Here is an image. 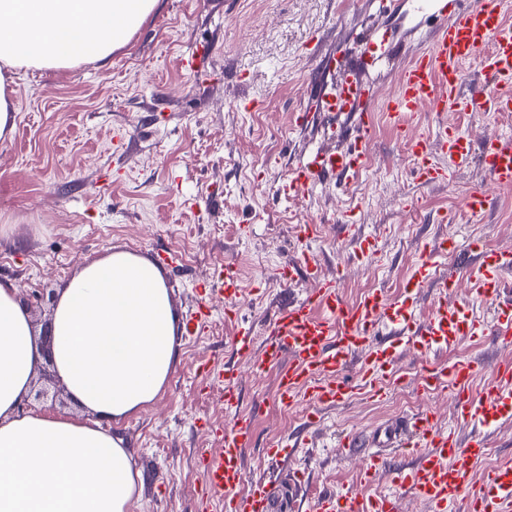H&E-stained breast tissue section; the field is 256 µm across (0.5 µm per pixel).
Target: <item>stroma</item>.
Masks as SVG:
<instances>
[{
  "instance_id": "35a3bbf8",
  "label": "stroma",
  "mask_w": 512,
  "mask_h": 512,
  "mask_svg": "<svg viewBox=\"0 0 512 512\" xmlns=\"http://www.w3.org/2000/svg\"><path fill=\"white\" fill-rule=\"evenodd\" d=\"M415 4L399 0L390 12L379 0H161L130 46L107 64L14 74L17 126L0 142V279L17 285L34 319L49 317L51 296L83 262L113 246L158 262L183 322L224 262L239 269L238 295L213 303L205 335L180 337L167 385L120 425L144 476L132 512H211L198 459L219 453L213 433L230 416L219 387L204 388L200 367L224 361L238 370L239 412L254 422L247 478L274 483L278 512H310L325 494L379 493L398 497L401 512H429L394 481L415 454L393 450L369 483L360 470L374 434L425 408L441 429L463 440L472 434L451 391L418 389L434 354L398 356L385 400L358 393L310 422L306 405L279 411L275 368L255 371L234 345L243 327L263 342L278 308L313 290L307 276L288 284L275 277L302 250L312 251L321 277L338 279L349 301L373 288L394 299L423 249L445 236L458 250L420 295L416 317H429L451 276L457 301L493 324L495 302L472 294L465 278L476 261L468 244L512 247V189L491 186L480 164L449 182L421 185L399 129L379 112L358 174L326 180L302 196L283 190L299 160L350 145L327 138L320 123L294 126L295 111L318 92L311 78L320 56L336 57L324 81H359L380 99L395 93L400 68L431 36L433 20ZM378 29L395 54L373 68L352 69L362 39ZM195 54L199 72L183 69L181 59ZM448 123L478 144L512 134V119L484 112H452ZM476 188L490 198L480 218L463 208L465 194ZM304 224L320 227L307 243L300 238ZM366 239L374 240L376 253L361 261L356 254ZM449 356L479 365L473 384L479 390L500 363L512 362V346L480 336ZM346 434L357 436L358 447H337ZM279 440L291 443L290 453L269 458L267 448Z\"/></svg>"
}]
</instances>
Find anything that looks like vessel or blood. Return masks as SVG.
Listing matches in <instances>:
<instances>
[{
	"instance_id": "1",
	"label": "vessel or blood",
	"mask_w": 512,
	"mask_h": 512,
	"mask_svg": "<svg viewBox=\"0 0 512 512\" xmlns=\"http://www.w3.org/2000/svg\"><path fill=\"white\" fill-rule=\"evenodd\" d=\"M512 0H442L433 16L438 26L428 48L401 70L399 89L385 102V111L406 120L413 113L432 110L441 119L429 136L407 134L406 148L417 162L425 182H446L452 172L481 162L489 182L512 189V137L498 136L475 147L468 135L449 129L445 112H512V25L504 16ZM386 36L363 42L358 64L372 67L387 51ZM478 63L487 82L462 88V66ZM373 93L365 85L351 83L336 91H319L310 108L320 116L328 134L337 130L336 118H351L355 146L347 151L317 150L292 168L286 190L305 193L330 177H346L361 170L367 161L366 144L371 133ZM449 157L441 165L440 157ZM451 245L440 241L423 256L422 263L398 298L384 291H369L356 303L341 294L336 280L318 275V264L306 253L285 261L276 271L282 283L298 274L315 279L305 298L283 305L271 320L260 356H253L254 338L240 330L235 338L238 354L252 356L256 369L277 368V397L281 411L289 412L300 401L335 404L354 393L381 397L389 384V370L398 348L424 350L452 347L463 340L484 335L485 329L469 308L444 296L427 320H418L414 305L427 288L430 270ZM478 261L468 273L470 289L477 296L497 303L494 333L499 341L512 343V292L504 274L512 272V248L483 249L473 243ZM360 363V381L345 377L352 361ZM477 366L470 360L445 361L421 378L425 392L453 390L458 412L478 429L467 442L440 430L431 412L420 411L398 429L384 433V443L396 448H418L422 454L413 467L400 471L396 483L424 501L430 512H456L469 489H476L486 512H512V463L486 472L480 486L472 479L485 454L481 428L512 419V363L501 364L494 381L482 392L469 388ZM208 382H220L224 406L234 420L215 436L221 450L217 456H201L203 491L221 512H273V489L263 482L247 483L244 460L254 444L251 419L237 416L241 393L233 365L208 366ZM397 499L377 495L367 499L323 495L316 512H397Z\"/></svg>"
}]
</instances>
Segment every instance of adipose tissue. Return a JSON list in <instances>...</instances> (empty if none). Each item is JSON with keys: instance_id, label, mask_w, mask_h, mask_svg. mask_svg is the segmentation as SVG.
<instances>
[{"instance_id": "adipose-tissue-1", "label": "adipose tissue", "mask_w": 512, "mask_h": 512, "mask_svg": "<svg viewBox=\"0 0 512 512\" xmlns=\"http://www.w3.org/2000/svg\"><path fill=\"white\" fill-rule=\"evenodd\" d=\"M158 5L0 0V139L16 126L17 70L105 61ZM177 336L171 290L136 252L111 248L79 266L54 304L46 351L15 285L0 280V512H131L141 474L118 426L166 385ZM46 359L76 414L20 413Z\"/></svg>"}]
</instances>
